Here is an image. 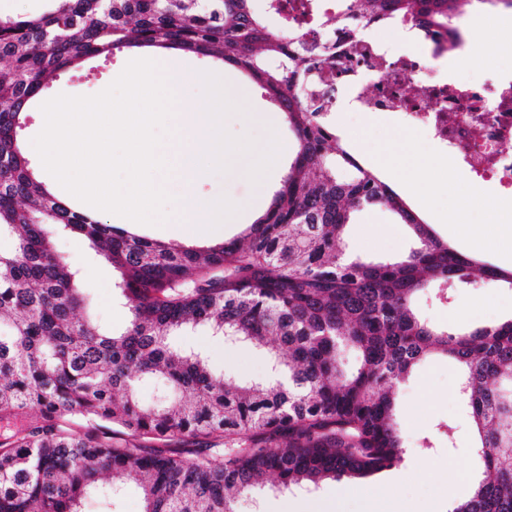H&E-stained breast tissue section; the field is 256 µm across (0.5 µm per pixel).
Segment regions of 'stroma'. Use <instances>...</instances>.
<instances>
[{"instance_id": "stroma-1", "label": "stroma", "mask_w": 512, "mask_h": 512, "mask_svg": "<svg viewBox=\"0 0 512 512\" xmlns=\"http://www.w3.org/2000/svg\"><path fill=\"white\" fill-rule=\"evenodd\" d=\"M146 50L123 51L108 60L92 59L80 67L60 73L40 96L48 101L57 95L92 96L106 89L124 70L130 60L146 57ZM512 71V42L498 44L493 55L482 64L466 65L464 69L448 67L442 75L448 81L465 77L471 81L493 82L504 73ZM225 81L249 84L251 94L243 100L242 112L229 115L225 128L233 135H247L258 146H265L270 138L282 143H293L294 137L286 120L267 125L256 120L259 112L273 111L274 106L258 85L250 84L248 76L232 66L224 68ZM343 123L348 130L357 132L358 141L339 138V145L349 151L367 169H374L373 157L398 137L411 143L419 152L434 160H443L442 150L432 137L406 128L392 112L362 114L343 112ZM285 173L277 168L269 178L255 183L240 175L237 168L210 174L201 189L217 191L236 204L239 212L224 226L225 238L239 235L255 214L265 212ZM398 220L391 212L380 208L355 212L347 239L350 251L370 260H389L408 252L411 239L408 233L399 231ZM57 249L81 273L80 286L92 303L97 322L113 332L122 331L127 322V310L119 302L114 288L115 271L96 262L90 255L86 241L76 235H66L57 240ZM512 299L507 287L485 283L461 292L454 304H442L431 297L420 296L417 308L428 322L433 324H458L480 326L512 315L505 301ZM178 345L199 348L206 352L211 366L237 382H255L269 372V361L258 350L224 343L223 340L197 330L179 337ZM459 375L448 359L432 356L424 360L400 387L399 419L407 438V447L397 467L403 476L396 482H388L386 473H378L356 481L345 480L322 483L313 492L295 491L284 493L262 492L258 501L243 499L241 512H291L298 502H332L341 512H360L361 502L353 496L354 486H377L379 491L399 501L402 512H434L439 500L453 498L461 502L472 491L479 463L472 455L468 443L471 424L462 411L457 389ZM447 422L454 426L456 446L448 448L439 444L429 452H421L417 441L429 433L435 424Z\"/></svg>"}]
</instances>
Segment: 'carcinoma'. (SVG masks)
Instances as JSON below:
<instances>
[{
    "instance_id": "1",
    "label": "carcinoma",
    "mask_w": 512,
    "mask_h": 512,
    "mask_svg": "<svg viewBox=\"0 0 512 512\" xmlns=\"http://www.w3.org/2000/svg\"><path fill=\"white\" fill-rule=\"evenodd\" d=\"M0 16V512H86L129 484L145 512H239L265 476L279 492L362 477L406 448L397 387L431 354L454 362L476 429L481 472L453 512H512V318L449 331L424 321L416 296L449 299L512 271L442 241L385 182L336 146L330 101L308 92L336 57L318 35L285 40L252 0H49ZM474 2L341 0L320 29L404 19L446 30ZM176 47L245 73L276 102L297 150L280 189L241 239L169 244L88 218L49 191L22 145L25 114L64 69L93 57ZM393 213L408 254L346 252L350 214ZM86 239L118 272L120 333L90 314L56 238ZM202 327L269 354L266 381L235 384L204 354L174 344ZM358 365L349 370L346 354ZM161 385L145 404L139 385Z\"/></svg>"
}]
</instances>
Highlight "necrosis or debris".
Listing matches in <instances>:
<instances>
[{"label": "necrosis or debris", "mask_w": 512, "mask_h": 512, "mask_svg": "<svg viewBox=\"0 0 512 512\" xmlns=\"http://www.w3.org/2000/svg\"><path fill=\"white\" fill-rule=\"evenodd\" d=\"M356 20L335 34L336 57L320 70L317 91L364 113L397 112L429 132L474 184L512 197V80L481 89L438 79L447 56L478 59L472 39L428 34L403 50Z\"/></svg>", "instance_id": "obj_1"}]
</instances>
